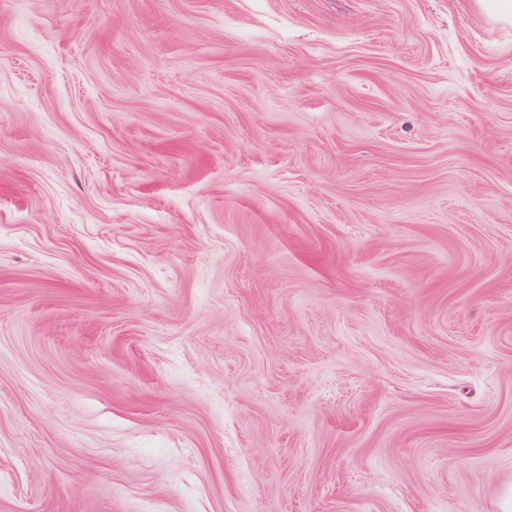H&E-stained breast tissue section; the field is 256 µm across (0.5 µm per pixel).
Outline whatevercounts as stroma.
I'll list each match as a JSON object with an SVG mask.
<instances>
[{"label":"stroma","mask_w":512,"mask_h":512,"mask_svg":"<svg viewBox=\"0 0 512 512\" xmlns=\"http://www.w3.org/2000/svg\"><path fill=\"white\" fill-rule=\"evenodd\" d=\"M511 488L512 23L0 0V512Z\"/></svg>","instance_id":"obj_1"}]
</instances>
